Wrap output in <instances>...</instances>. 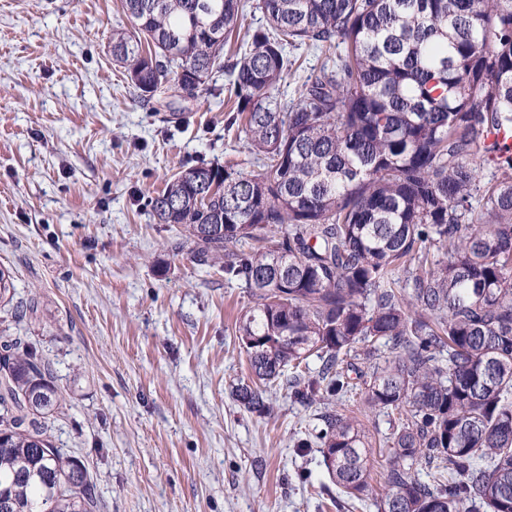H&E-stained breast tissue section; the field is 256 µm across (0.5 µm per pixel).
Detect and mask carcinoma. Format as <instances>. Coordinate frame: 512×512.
<instances>
[{
  "label": "carcinoma",
  "mask_w": 512,
  "mask_h": 512,
  "mask_svg": "<svg viewBox=\"0 0 512 512\" xmlns=\"http://www.w3.org/2000/svg\"><path fill=\"white\" fill-rule=\"evenodd\" d=\"M121 3L112 59L133 94L193 97L227 75L264 167L191 166L149 202L196 261L253 290L236 336L254 380L237 400L267 413L290 370L304 405L359 390L385 413L380 492L357 417L326 410L309 432L351 508L512 512V0ZM302 45L326 62L288 105L275 91ZM13 290L0 268V301ZM0 358V512H99L87 468L54 444L49 364L20 338Z\"/></svg>",
  "instance_id": "cac0c4a2"
}]
</instances>
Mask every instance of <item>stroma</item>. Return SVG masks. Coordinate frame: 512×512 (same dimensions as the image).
Returning <instances> with one entry per match:
<instances>
[{"instance_id":"obj_1","label":"stroma","mask_w":512,"mask_h":512,"mask_svg":"<svg viewBox=\"0 0 512 512\" xmlns=\"http://www.w3.org/2000/svg\"><path fill=\"white\" fill-rule=\"evenodd\" d=\"M125 22L120 0H0V266L38 303L20 323L0 309V336L51 362L55 443L101 512H337L318 448L294 452L317 407L278 386L262 415L234 396L251 380L235 332L250 289L147 204L202 162L261 172L228 80L139 103L112 59Z\"/></svg>"}]
</instances>
